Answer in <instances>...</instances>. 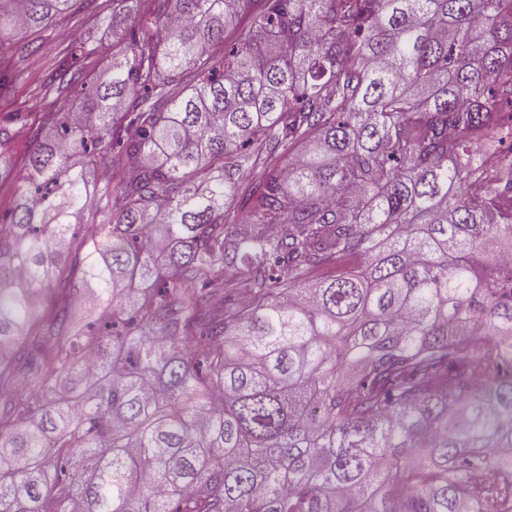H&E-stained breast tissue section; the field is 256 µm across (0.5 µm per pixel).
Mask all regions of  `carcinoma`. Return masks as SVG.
<instances>
[{
    "label": "carcinoma",
    "instance_id": "obj_1",
    "mask_svg": "<svg viewBox=\"0 0 512 512\" xmlns=\"http://www.w3.org/2000/svg\"><path fill=\"white\" fill-rule=\"evenodd\" d=\"M110 2L0 125V512H512V0ZM16 194L17 182L12 178L0 180V224H7L9 222V213L13 207Z\"/></svg>",
    "mask_w": 512,
    "mask_h": 512
}]
</instances>
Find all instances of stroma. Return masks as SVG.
<instances>
[{
    "label": "stroma",
    "instance_id": "stroma-1",
    "mask_svg": "<svg viewBox=\"0 0 512 512\" xmlns=\"http://www.w3.org/2000/svg\"><path fill=\"white\" fill-rule=\"evenodd\" d=\"M102 0H78L65 14L58 15L40 30L22 32L0 44V125L10 124L13 138L8 151L16 165H23L36 147L32 127L42 123L56 94L46 87L63 62L80 65L87 73H99L106 59L89 54L92 46L109 47L112 38L103 21Z\"/></svg>",
    "mask_w": 512,
    "mask_h": 512
}]
</instances>
